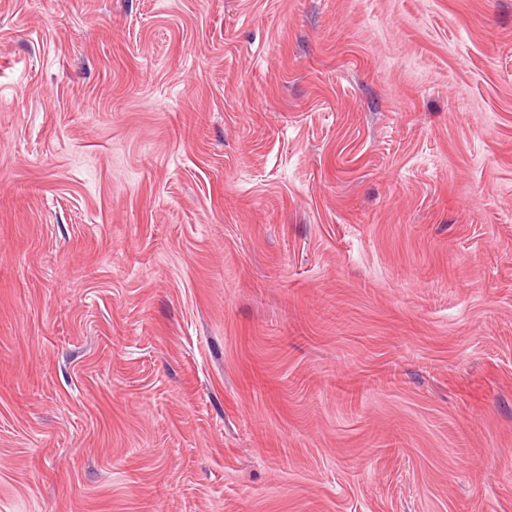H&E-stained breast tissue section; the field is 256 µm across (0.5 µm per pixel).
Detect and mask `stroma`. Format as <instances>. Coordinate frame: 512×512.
Masks as SVG:
<instances>
[{
  "label": "stroma",
  "mask_w": 512,
  "mask_h": 512,
  "mask_svg": "<svg viewBox=\"0 0 512 512\" xmlns=\"http://www.w3.org/2000/svg\"><path fill=\"white\" fill-rule=\"evenodd\" d=\"M0 512H512V0H0Z\"/></svg>",
  "instance_id": "stroma-1"
}]
</instances>
